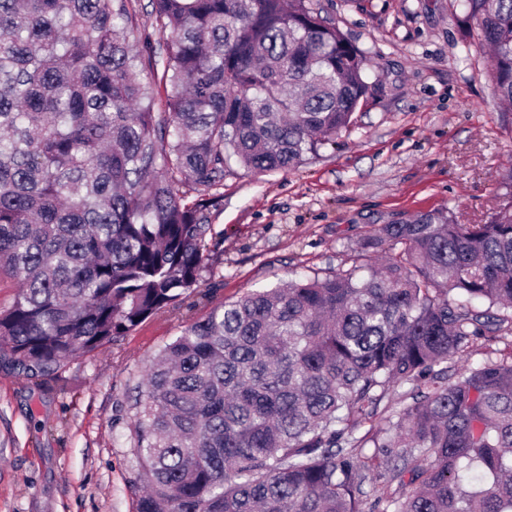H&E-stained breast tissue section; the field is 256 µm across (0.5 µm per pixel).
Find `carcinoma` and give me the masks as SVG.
<instances>
[{"label":"carcinoma","instance_id":"carcinoma-1","mask_svg":"<svg viewBox=\"0 0 512 512\" xmlns=\"http://www.w3.org/2000/svg\"><path fill=\"white\" fill-rule=\"evenodd\" d=\"M128 2L0 0V272L18 284L0 351L29 369L181 309L224 238L209 211L228 162L297 166L367 98L365 52L311 0H151L159 53ZM469 4L512 104V0ZM502 184L478 224H383L365 263L184 326L135 401L136 512H512V356L455 367L512 335V170Z\"/></svg>","mask_w":512,"mask_h":512}]
</instances>
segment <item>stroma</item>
Masks as SVG:
<instances>
[{"mask_svg":"<svg viewBox=\"0 0 512 512\" xmlns=\"http://www.w3.org/2000/svg\"><path fill=\"white\" fill-rule=\"evenodd\" d=\"M313 3L369 59L353 125L285 171L229 162L210 211L224 241L201 283L212 300L193 296L48 372L0 355V512H134L135 387L185 322L214 301L349 268L373 227L438 208L475 224L504 203L512 112L466 0Z\"/></svg>","mask_w":512,"mask_h":512,"instance_id":"obj_1","label":"stroma"}]
</instances>
